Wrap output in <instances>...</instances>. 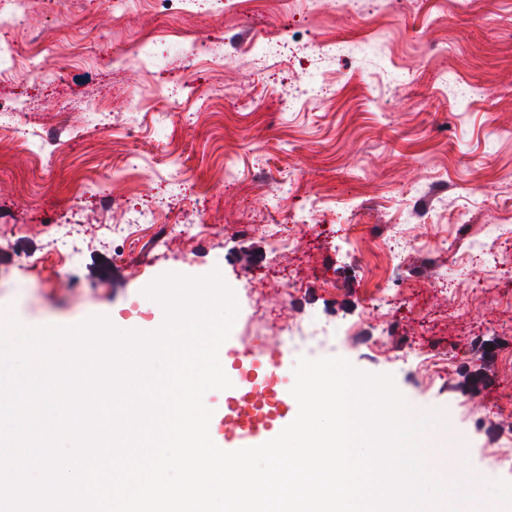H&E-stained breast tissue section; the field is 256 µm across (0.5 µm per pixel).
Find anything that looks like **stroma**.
<instances>
[{
	"label": "stroma",
	"instance_id": "obj_1",
	"mask_svg": "<svg viewBox=\"0 0 512 512\" xmlns=\"http://www.w3.org/2000/svg\"><path fill=\"white\" fill-rule=\"evenodd\" d=\"M0 0V75L21 149L0 139V309L27 327L94 316L117 329L165 317L146 288L166 274L220 271L238 313L236 347L312 326L330 341L284 353L345 358L391 377L414 410L444 414L483 483L512 482V0H279L276 14L184 12L167 0H29L21 20ZM220 43L214 62L186 55L182 33ZM281 42L274 79L258 70ZM144 42L141 60L122 48ZM191 94L172 113L169 77ZM70 141L52 152L47 134ZM167 219L223 231L108 251L107 225L159 198ZM81 220L73 260L31 267L51 223ZM299 239L277 251L262 230ZM419 244L392 262L376 245L394 230ZM497 350L489 362L486 342ZM446 354L439 372L414 351ZM484 373L483 385L472 386Z\"/></svg>",
	"mask_w": 512,
	"mask_h": 512
}]
</instances>
